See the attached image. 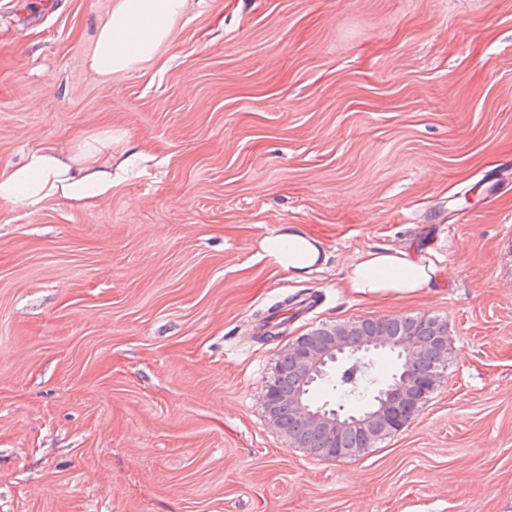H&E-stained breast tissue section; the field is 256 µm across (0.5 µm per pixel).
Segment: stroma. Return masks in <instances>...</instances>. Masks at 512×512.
I'll return each instance as SVG.
<instances>
[{
	"label": "stroma",
	"instance_id": "stroma-1",
	"mask_svg": "<svg viewBox=\"0 0 512 512\" xmlns=\"http://www.w3.org/2000/svg\"><path fill=\"white\" fill-rule=\"evenodd\" d=\"M112 2L0 0V164L104 128L153 155L91 210L0 203V512H512V0H188L105 79ZM285 229L305 278L258 247ZM376 246L433 285L355 298ZM423 314L449 364L400 432L332 460L269 421L295 337ZM316 239L295 231L284 230L273 236H265L259 247L277 269L302 276L311 272L317 264L320 250Z\"/></svg>",
	"mask_w": 512,
	"mask_h": 512
}]
</instances>
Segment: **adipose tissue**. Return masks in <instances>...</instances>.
I'll return each instance as SVG.
<instances>
[{"label": "adipose tissue", "instance_id": "adipose-tissue-1", "mask_svg": "<svg viewBox=\"0 0 512 512\" xmlns=\"http://www.w3.org/2000/svg\"><path fill=\"white\" fill-rule=\"evenodd\" d=\"M188 0H114L100 26L89 68L100 76L127 72L151 60L168 40ZM150 154L133 145L114 152L111 131H97L70 149L39 146L17 163L0 165V202L34 208L52 200L69 208L92 209L111 198L114 186L136 174ZM263 254L275 268L311 272L320 250L316 239L295 231L263 237ZM437 269L402 249L381 246L361 252L344 269L343 286L365 299L417 294Z\"/></svg>", "mask_w": 512, "mask_h": 512}]
</instances>
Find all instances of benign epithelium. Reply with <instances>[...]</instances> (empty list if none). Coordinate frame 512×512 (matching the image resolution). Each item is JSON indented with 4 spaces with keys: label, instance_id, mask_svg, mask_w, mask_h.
Returning <instances> with one entry per match:
<instances>
[{
    "label": "benign epithelium",
    "instance_id": "obj_1",
    "mask_svg": "<svg viewBox=\"0 0 512 512\" xmlns=\"http://www.w3.org/2000/svg\"><path fill=\"white\" fill-rule=\"evenodd\" d=\"M349 332L345 326L338 327L319 345L310 343L309 332L288 343V356L304 380L312 384L325 378L326 367L339 360L347 362L346 370L355 374L368 366L366 358L375 352L398 355L404 367L377 403L358 415L315 408L302 389L289 396L295 417L305 426L324 428L329 445L334 435L345 429L361 433L370 443L383 435L400 432L418 414L424 399L435 389L442 368L448 365L446 336L423 340L410 334L351 336Z\"/></svg>",
    "mask_w": 512,
    "mask_h": 512
}]
</instances>
